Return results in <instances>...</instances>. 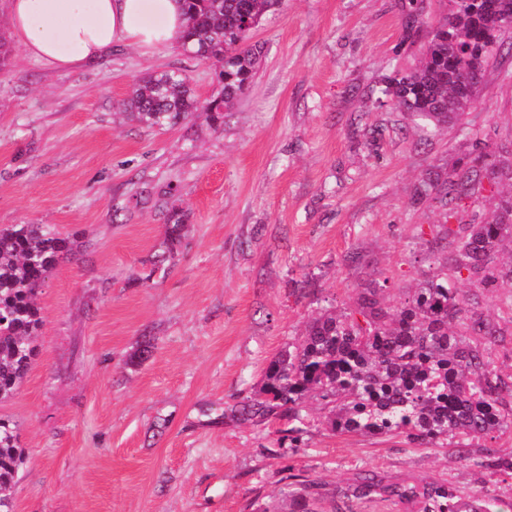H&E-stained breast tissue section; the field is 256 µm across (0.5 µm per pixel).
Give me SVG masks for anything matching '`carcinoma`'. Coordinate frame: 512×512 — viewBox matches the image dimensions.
<instances>
[{"mask_svg": "<svg viewBox=\"0 0 512 512\" xmlns=\"http://www.w3.org/2000/svg\"><path fill=\"white\" fill-rule=\"evenodd\" d=\"M497 9L456 5L432 27L422 57L412 68L385 78L379 93L408 112L427 130L460 121L475 102L486 67L507 27L512 0ZM279 0H185L184 47L220 63L222 93L202 103L183 74H148L131 87L121 104L126 118L147 127L175 126L204 113L216 122L250 85L261 47L251 42L262 17ZM425 21L418 0H407L404 40L415 42ZM512 177V163L499 159L483 142L448 169L445 179L426 171L418 195L453 212L465 201L479 203L483 180ZM187 217H167V242L183 236ZM512 240V193L499 198L482 224L447 228L428 258L429 270L395 303L386 298L389 278L362 266L365 279L341 307L323 308L307 324L303 340L268 363L259 392L238 411L242 421L285 422L282 430L299 441L314 397L339 432L404 436L438 448H472L496 432L512 428V381L497 367L490 346L504 334L501 324L482 312L479 295L456 286L467 271L475 287L512 288V251L499 260L501 243ZM73 246L48 224H12L0 229V401L13 396L26 377L41 325L35 297L60 259ZM24 453L16 426L0 417V512H13L12 489ZM476 464L512 477V454L486 450ZM360 496L387 493L419 506V512H493L488 495L464 508L454 489L439 484L383 486L368 478Z\"/></svg>", "mask_w": 512, "mask_h": 512, "instance_id": "cac0c4a2", "label": "carcinoma"}]
</instances>
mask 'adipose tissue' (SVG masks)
<instances>
[{
    "label": "adipose tissue",
    "instance_id": "ef3b65f1",
    "mask_svg": "<svg viewBox=\"0 0 512 512\" xmlns=\"http://www.w3.org/2000/svg\"><path fill=\"white\" fill-rule=\"evenodd\" d=\"M8 33L50 70L102 63L117 44L156 49L183 43L182 0H10Z\"/></svg>",
    "mask_w": 512,
    "mask_h": 512
}]
</instances>
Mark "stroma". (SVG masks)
<instances>
[{
  "label": "stroma",
  "instance_id": "obj_1",
  "mask_svg": "<svg viewBox=\"0 0 512 512\" xmlns=\"http://www.w3.org/2000/svg\"><path fill=\"white\" fill-rule=\"evenodd\" d=\"M404 0H282L254 33L256 76L218 124L149 128L119 112L142 76L182 70L200 101L215 61L120 45L101 65L52 71L20 49L0 68V228L51 224L73 240L37 296V355L0 416L19 427L15 512H290L293 480L320 512H416L385 485L446 482L512 501V477L457 449L332 432L311 409L299 442L282 423L227 411L259 391L269 360L317 311L347 302L360 254L416 284L453 214L414 187L447 174L475 139L512 150V47L460 124L426 135L382 79L414 62ZM187 235L168 250L171 208ZM151 353L132 362L142 346Z\"/></svg>",
  "mask_w": 512,
  "mask_h": 512
}]
</instances>
